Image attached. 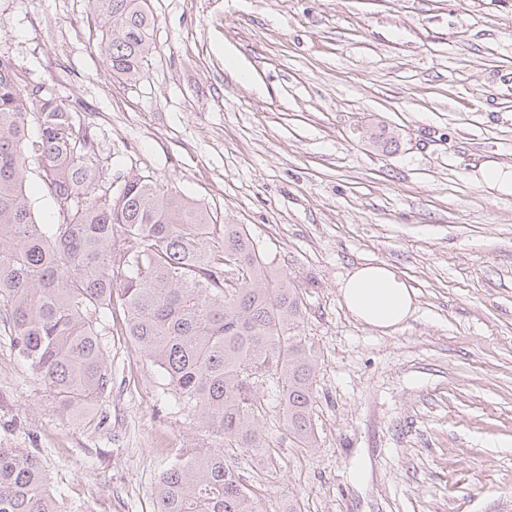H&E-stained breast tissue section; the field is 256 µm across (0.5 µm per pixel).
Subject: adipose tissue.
<instances>
[{
    "mask_svg": "<svg viewBox=\"0 0 512 512\" xmlns=\"http://www.w3.org/2000/svg\"><path fill=\"white\" fill-rule=\"evenodd\" d=\"M347 311L359 322L389 334L415 309V291L385 263L355 267L340 285Z\"/></svg>",
    "mask_w": 512,
    "mask_h": 512,
    "instance_id": "1",
    "label": "adipose tissue"
}]
</instances>
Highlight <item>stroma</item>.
Masks as SVG:
<instances>
[{
    "label": "stroma",
    "instance_id": "obj_1",
    "mask_svg": "<svg viewBox=\"0 0 512 512\" xmlns=\"http://www.w3.org/2000/svg\"><path fill=\"white\" fill-rule=\"evenodd\" d=\"M136 79L89 0H0V49L97 135L98 193L139 175L246 225L305 305L321 448L264 417L276 477L227 449L263 512H512V0H148ZM383 124L385 151L361 136ZM384 262L414 288L394 333L339 294ZM106 318L112 391L61 412L0 331V445L35 455L63 512H154L179 449L215 446Z\"/></svg>",
    "mask_w": 512,
    "mask_h": 512
}]
</instances>
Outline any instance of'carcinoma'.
Listing matches in <instances>:
<instances>
[{
	"label": "carcinoma",
	"mask_w": 512,
	"mask_h": 512,
	"mask_svg": "<svg viewBox=\"0 0 512 512\" xmlns=\"http://www.w3.org/2000/svg\"><path fill=\"white\" fill-rule=\"evenodd\" d=\"M106 21L112 72L151 54L148 0H90ZM95 140L77 110L43 84L25 88L0 49V321L20 360L64 410L112 388L102 318L119 306L125 334L157 367L175 402L205 431L274 467L262 421L273 385L288 434L321 448L311 418L318 360L300 335L303 298L268 269L244 224H216L143 177L95 194ZM63 216L41 224L29 163ZM157 512H261L237 462L213 448L174 457L155 482ZM0 512H59L42 466L0 447Z\"/></svg>",
	"instance_id": "obj_1"
}]
</instances>
